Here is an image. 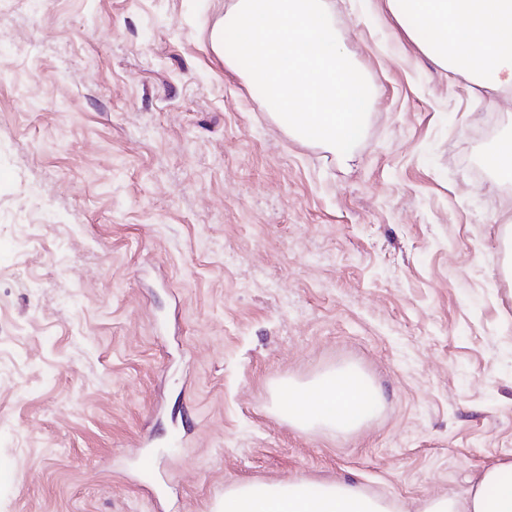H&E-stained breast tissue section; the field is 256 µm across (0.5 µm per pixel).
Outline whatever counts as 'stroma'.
Here are the masks:
<instances>
[{
  "label": "stroma",
  "instance_id": "1",
  "mask_svg": "<svg viewBox=\"0 0 512 512\" xmlns=\"http://www.w3.org/2000/svg\"><path fill=\"white\" fill-rule=\"evenodd\" d=\"M229 0H0V512H214L343 479L422 512L512 460V183L386 0H329L375 87L353 161L212 45ZM348 436L273 409L340 365Z\"/></svg>",
  "mask_w": 512,
  "mask_h": 512
}]
</instances>
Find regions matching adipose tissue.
Here are the masks:
<instances>
[{
	"label": "adipose tissue",
	"instance_id": "1",
	"mask_svg": "<svg viewBox=\"0 0 512 512\" xmlns=\"http://www.w3.org/2000/svg\"><path fill=\"white\" fill-rule=\"evenodd\" d=\"M406 35L437 67L465 76L472 98L493 107L512 94V0H387ZM381 390L358 368L339 366L277 392L276 407L301 431L344 437L377 411ZM218 512H393L383 496L347 482L294 478L225 492ZM424 512H512V461L487 468L461 498H431Z\"/></svg>",
	"mask_w": 512,
	"mask_h": 512
}]
</instances>
